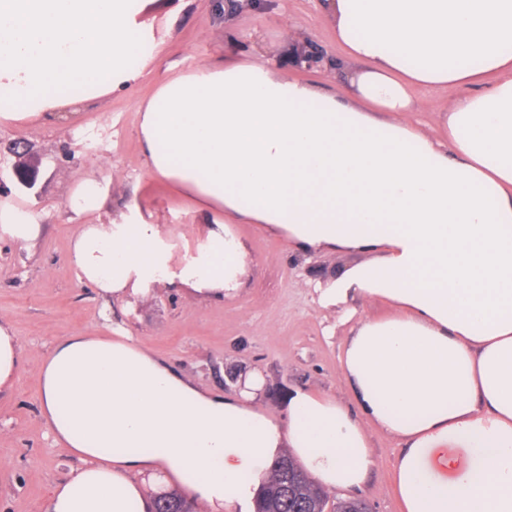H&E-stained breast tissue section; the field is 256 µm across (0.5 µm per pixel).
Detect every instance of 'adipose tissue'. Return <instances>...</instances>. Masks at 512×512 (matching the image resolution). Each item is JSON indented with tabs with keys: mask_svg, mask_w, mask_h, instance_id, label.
<instances>
[{
	"mask_svg": "<svg viewBox=\"0 0 512 512\" xmlns=\"http://www.w3.org/2000/svg\"><path fill=\"white\" fill-rule=\"evenodd\" d=\"M144 0H0V124H36L134 82L160 52ZM343 57L342 92L243 52L178 72L138 101L152 176L193 201L204 245L173 260L138 207L79 225L81 281L129 303L152 285L214 300L238 291L255 224L293 254L365 252L319 289L321 306L386 302L350 329L341 362L356 399L308 389L260 405L248 376L200 389L129 331L58 339L40 410L80 465L42 512H151L178 491L203 512H254L272 462L355 494L376 467L369 426L400 439L402 512H512V0H321ZM497 75L493 85L485 75ZM466 87L439 141L419 129L418 87ZM41 226L0 200V240ZM24 350L0 320V393Z\"/></svg>",
	"mask_w": 512,
	"mask_h": 512,
	"instance_id": "ef3b65f1",
	"label": "adipose tissue"
}]
</instances>
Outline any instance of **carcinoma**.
<instances>
[{
  "label": "carcinoma",
  "mask_w": 512,
  "mask_h": 512,
  "mask_svg": "<svg viewBox=\"0 0 512 512\" xmlns=\"http://www.w3.org/2000/svg\"><path fill=\"white\" fill-rule=\"evenodd\" d=\"M354 506L352 500L329 501L323 489L285 454L272 465L270 480L258 494L256 512H349ZM156 512H194V508L171 493L156 499Z\"/></svg>",
  "instance_id": "1"
}]
</instances>
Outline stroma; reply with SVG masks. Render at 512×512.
I'll use <instances>...</instances> for the list:
<instances>
[{
	"mask_svg": "<svg viewBox=\"0 0 512 512\" xmlns=\"http://www.w3.org/2000/svg\"><path fill=\"white\" fill-rule=\"evenodd\" d=\"M141 19L163 44L137 82L72 106L65 116L34 129L0 125V198L27 207L42 226L33 244L0 247V318L13 325L25 353L13 393L0 397V512H41L49 489L76 467L41 416L40 371L56 339L106 322L130 330L204 390L224 391L227 368L238 366L262 379L260 402L271 410L285 408L299 388L355 403L341 363L351 324L342 309L319 306L315 288L359 262V255L313 251L295 266L280 238L253 224H236L232 231L247 243L251 265L244 286L224 301H202L160 286L133 306H108L79 280L70 256L77 223L64 203L90 176L100 181L104 202L89 222L119 220L135 202L143 215L171 231L175 258L194 253L200 243L191 201L149 174L141 150L135 103L148 98L156 83L230 51H250L257 42L290 76L317 85L336 82L332 70L288 63L302 41H316L330 56L338 55L320 0H264L259 9L242 7L233 21L232 46L224 40V19L215 14L212 0H151ZM464 93L453 86L415 89L427 106L416 120L439 136V110ZM20 141L27 147L23 158L11 151ZM28 160L39 165L33 196L15 176ZM368 432L377 467L359 497L375 512H401L392 486L401 443L378 427Z\"/></svg>",
	"mask_w": 512,
	"mask_h": 512,
	"instance_id": "35a3bbf8",
	"label": "stroma"
}]
</instances>
